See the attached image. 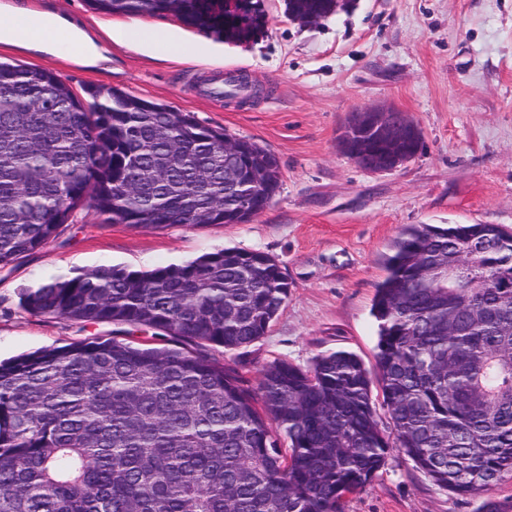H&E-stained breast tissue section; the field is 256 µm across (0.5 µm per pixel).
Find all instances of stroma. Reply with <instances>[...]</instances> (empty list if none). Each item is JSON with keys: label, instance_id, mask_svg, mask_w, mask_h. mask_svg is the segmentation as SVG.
<instances>
[{"label": "stroma", "instance_id": "35a3bbf8", "mask_svg": "<svg viewBox=\"0 0 512 512\" xmlns=\"http://www.w3.org/2000/svg\"><path fill=\"white\" fill-rule=\"evenodd\" d=\"M0 7L57 15L112 59L102 70L66 51L0 43L1 61L53 72L79 94L103 85L166 104L252 139L276 155L282 172L277 195L243 224L133 226L78 211L61 235L0 267L1 361L117 333L113 325L31 314L20 304L26 289L103 266L145 272L237 248L277 260L290 294L266 335L226 352L227 360L253 381L273 359L305 369L338 350L371 370L375 288L403 227L496 224L512 232V0H355L306 28L289 19L285 0H262L266 26L241 43L171 14L143 18L186 44L183 53L109 38L129 17L98 13L87 0H0ZM227 72L247 75L251 92L210 99L206 86ZM377 105L399 108L422 135L418 154L383 175L364 172L339 147L352 111ZM487 500L512 512V475L484 496L463 497L393 452L344 512H482Z\"/></svg>", "mask_w": 512, "mask_h": 512}]
</instances>
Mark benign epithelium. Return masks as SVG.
Instances as JSON below:
<instances>
[{
  "mask_svg": "<svg viewBox=\"0 0 512 512\" xmlns=\"http://www.w3.org/2000/svg\"><path fill=\"white\" fill-rule=\"evenodd\" d=\"M411 138L415 145L421 144L419 128L399 109L393 106L364 107L354 111L342 134L341 146L348 157L362 170L371 174H384L397 170L415 154H400L396 149L403 139ZM356 144H379L393 152L391 164L385 167L367 166L363 155L354 148ZM242 146L236 141L224 142V178L235 181L239 178V156Z\"/></svg>",
  "mask_w": 512,
  "mask_h": 512,
  "instance_id": "7a95c632",
  "label": "benign epithelium"
}]
</instances>
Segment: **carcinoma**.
Masks as SVG:
<instances>
[{"mask_svg":"<svg viewBox=\"0 0 512 512\" xmlns=\"http://www.w3.org/2000/svg\"><path fill=\"white\" fill-rule=\"evenodd\" d=\"M88 2L242 41L221 0ZM86 94L0 62V266L79 207L114 224H241L252 189L255 215L280 189L277 157L250 139L232 189L225 130L118 88ZM391 251L374 380L349 351L307 369L274 360L255 384L215 356L259 340L288 299L261 252L101 267L26 291L32 314L167 344L97 337L0 362V512H343L393 451L455 494L487 491L512 473V233L410 225Z\"/></svg>","mask_w":512,"mask_h":512,"instance_id":"obj_1","label":"carcinoma"}]
</instances>
